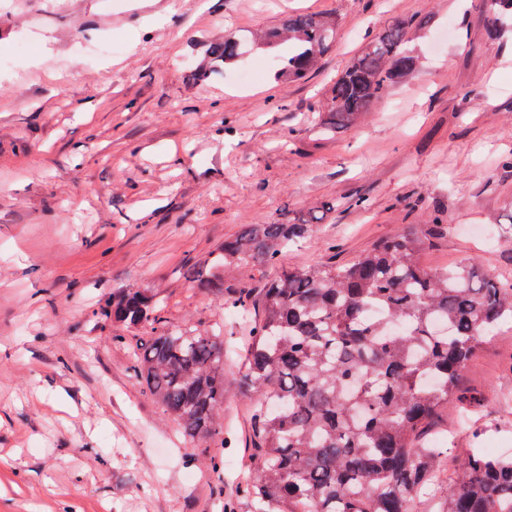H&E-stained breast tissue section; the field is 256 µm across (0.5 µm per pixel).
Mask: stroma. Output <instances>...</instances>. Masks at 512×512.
Masks as SVG:
<instances>
[{"instance_id": "1", "label": "stroma", "mask_w": 512, "mask_h": 512, "mask_svg": "<svg viewBox=\"0 0 512 512\" xmlns=\"http://www.w3.org/2000/svg\"><path fill=\"white\" fill-rule=\"evenodd\" d=\"M162 12V27L143 25ZM330 14L319 70L283 84L275 52L230 68L226 33ZM410 21L415 70L356 126L321 136L312 107L365 36ZM110 43L89 62L88 44ZM0 512H224L243 468L248 401L229 394L216 477L209 453L129 370L151 336L101 310L152 289L174 326L235 320L192 288L247 224L333 211L283 264H344L430 225L426 266L477 265L512 282V16L481 0H12L0 12ZM366 196V207L356 206ZM441 417L449 468L472 448L512 453V323L462 372Z\"/></svg>"}]
</instances>
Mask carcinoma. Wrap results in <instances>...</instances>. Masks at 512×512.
Segmentation results:
<instances>
[{
	"mask_svg": "<svg viewBox=\"0 0 512 512\" xmlns=\"http://www.w3.org/2000/svg\"><path fill=\"white\" fill-rule=\"evenodd\" d=\"M409 27L397 20L370 37L330 88L321 134L355 125L395 79L414 71ZM335 39V24L322 16L288 17L265 35L269 48L288 42L275 78H302ZM248 44L247 35L230 33L214 55L229 67ZM324 217L248 224L192 277L248 323L242 369L231 381L224 358L235 345L223 332L170 327L148 289L112 296L105 316L152 326L132 355L133 377L187 440L206 449L224 447L220 411L230 391L250 400L251 466L239 493L251 512H419L422 498L433 512H512V455L473 448L447 478V439H423L429 422L462 400L459 378L483 339L512 320V284L481 281L472 264L424 266L428 238L419 224L349 264L282 265V254ZM242 265L273 275L257 285L224 278Z\"/></svg>",
	"mask_w": 512,
	"mask_h": 512,
	"instance_id": "1",
	"label": "carcinoma"
}]
</instances>
